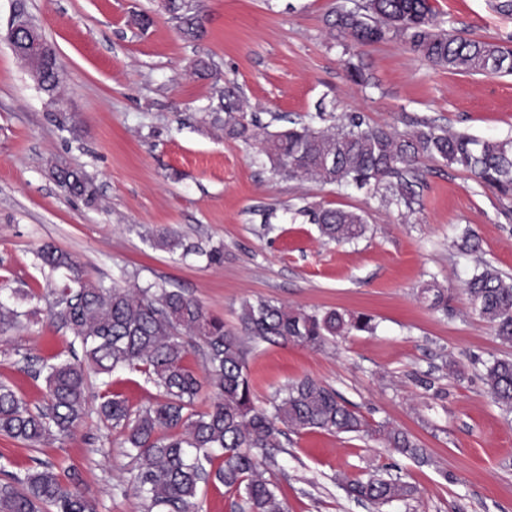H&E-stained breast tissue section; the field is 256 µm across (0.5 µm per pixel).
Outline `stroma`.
<instances>
[{
	"label": "stroma",
	"mask_w": 512,
	"mask_h": 512,
	"mask_svg": "<svg viewBox=\"0 0 512 512\" xmlns=\"http://www.w3.org/2000/svg\"><path fill=\"white\" fill-rule=\"evenodd\" d=\"M358 0H192L207 36L183 41L161 0H0V293L39 287L34 253H72L85 279L132 288L159 284L197 299L239 328L243 302L263 298L308 311L338 308L374 317V333L321 348L245 341L255 401L309 376L357 407L371 427H398L425 448L420 462L375 435L322 430L289 434L273 467L285 512H512V414L491 398L484 366L511 357L464 292L477 260L512 275V201L463 169L424 161L412 210L372 193L276 175L257 147L225 139L207 115L222 87H236L268 131L318 112L363 113L405 131V115L494 139L512 134V75H470L432 66L398 39L363 47L368 86L351 83L345 40L325 24ZM500 0H430L441 27L512 46V14ZM40 29L63 72L60 95L78 125L60 129L6 39L16 13ZM136 13L153 23L141 29ZM199 56L212 76L191 73ZM85 170L97 204L66 196L54 161ZM302 207L363 211L367 231L339 244L299 215ZM480 256L457 248L466 231ZM173 231L184 245L223 247L224 261L155 248ZM452 295L449 314L421 294L429 282ZM68 333L46 314L0 338V380L33 406L44 384L30 365L66 352ZM122 428L90 416L74 439L32 450L0 436V461L19 470L40 460L78 473L96 512H143ZM416 487L414 499L374 507L343 482L369 475Z\"/></svg>",
	"instance_id": "obj_1"
}]
</instances>
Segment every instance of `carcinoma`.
<instances>
[{"instance_id": "1", "label": "carcinoma", "mask_w": 512, "mask_h": 512, "mask_svg": "<svg viewBox=\"0 0 512 512\" xmlns=\"http://www.w3.org/2000/svg\"><path fill=\"white\" fill-rule=\"evenodd\" d=\"M165 9L176 15L182 40L195 42L206 33L203 18L188 0H167ZM328 26L356 45L401 39L417 56L435 67L471 75H512V48L498 42L466 38L439 29L429 0H364L353 9L337 6ZM346 73L356 85L368 84L359 54L345 49ZM45 105L58 125L74 134L73 118L58 106L61 77L56 57L37 50L19 52ZM210 124L224 137L256 144L274 172L291 180L316 179L339 187L381 193L382 202L413 208L425 159L456 165L472 173L480 184L512 197V137L482 140L424 117L407 118L408 130L398 133L370 123L357 112L336 117L320 129L291 121L288 129L262 134L247 119L239 94L230 87L220 92V104ZM49 176L68 195L93 205L97 186L87 172L63 162L48 169ZM311 223L323 237L350 243L367 231L364 216L354 210L307 209ZM154 246L175 252L180 237L168 232ZM35 259L50 281L59 278L50 306V320L71 337L83 356L71 360L56 355L42 362L38 375L45 385V407L35 410L15 387L0 381V435L40 448L74 436L91 412L113 428L126 431L123 445L138 463L131 484L143 498L146 512H197L199 484L214 478L242 501L239 512H283L277 486L266 477L274 463L272 450L281 447L284 430L319 429L334 434L369 433L365 417L336 391L303 377L277 393L262 407L255 403L246 370L241 337L224 320L205 310L196 299L164 287L128 288L114 283L94 284L83 279L80 266L68 252L42 246ZM471 308L486 320L505 345H512V277L482 262L465 284ZM430 307L450 310L448 290L431 283L422 289ZM13 301L0 300V331L31 320L43 295L34 288H16ZM241 332L254 342L319 348L352 333H372L374 318L366 313L327 309L308 312L270 300L246 302L239 315ZM202 346L207 380L218 390L209 410H193L201 391L199 374L189 364L191 348ZM119 368L139 370L159 390V398L131 407L118 395H99L92 406L91 389ZM492 399L512 409V359L497 358L485 368ZM388 447L410 458L423 451L400 429L383 431ZM349 497L380 507L413 498L416 489L399 480L372 475L349 479ZM0 512H94L80 479L63 481L51 463L22 471L0 464Z\"/></svg>"}]
</instances>
